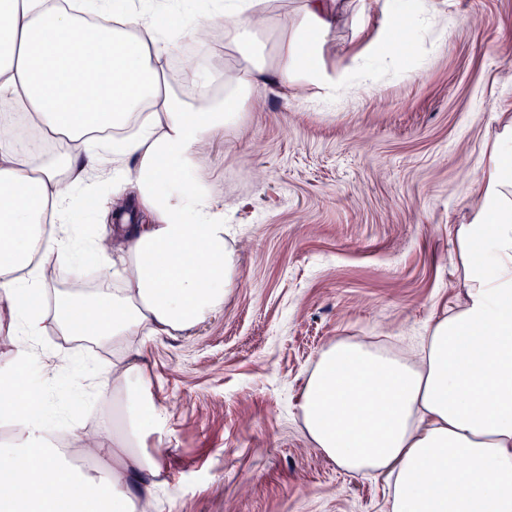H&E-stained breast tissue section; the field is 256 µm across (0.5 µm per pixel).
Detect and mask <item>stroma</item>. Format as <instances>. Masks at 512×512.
Here are the masks:
<instances>
[{"label":"stroma","mask_w":512,"mask_h":512,"mask_svg":"<svg viewBox=\"0 0 512 512\" xmlns=\"http://www.w3.org/2000/svg\"><path fill=\"white\" fill-rule=\"evenodd\" d=\"M403 19L407 66L332 106L314 88L257 86L207 149L238 279L194 329L145 336L147 397L167 423L141 443L161 466L153 512H389L307 437L302 386L339 338L417 348L460 300L453 231L467 223L495 135L512 120V0H428ZM384 0H343L328 68L370 54ZM51 411L95 432L111 391L45 386Z\"/></svg>","instance_id":"1"}]
</instances>
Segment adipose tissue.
Instances as JSON below:
<instances>
[{
  "label": "adipose tissue",
  "mask_w": 512,
  "mask_h": 512,
  "mask_svg": "<svg viewBox=\"0 0 512 512\" xmlns=\"http://www.w3.org/2000/svg\"><path fill=\"white\" fill-rule=\"evenodd\" d=\"M336 0H301L277 63L257 48L264 0H207L193 10L145 4L92 9L87 0H0V101L37 133L0 132V309L12 340L0 361V512H151L156 458L137 448L165 415L142 390L135 338L191 330L224 305L236 278L224 201L199 173L203 152L243 112L253 83H303L335 100L354 81L323 61ZM423 0H389L383 54L400 58L399 21ZM238 54L228 72H180L178 102L162 66L174 37L217 21ZM224 84L213 97L212 84ZM101 200L99 223L121 219L108 244L79 240L66 221L79 199ZM459 304L408 354L339 338L323 348L299 408L315 448L354 476L382 477L390 512H512V122L496 136L469 223L455 231ZM57 255L74 278L94 256L109 288L48 290L38 259ZM112 340V391L125 425L103 413L94 456L104 480L66 471L50 442L54 417L22 361L47 329Z\"/></svg>",
  "instance_id": "1"
}]
</instances>
